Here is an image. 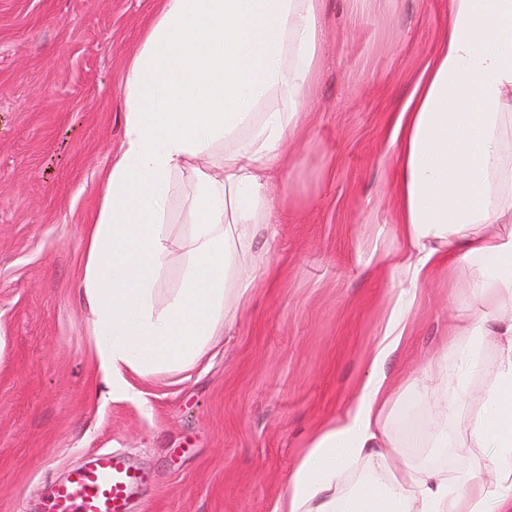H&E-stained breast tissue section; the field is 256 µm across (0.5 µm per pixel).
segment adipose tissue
<instances>
[{"mask_svg":"<svg viewBox=\"0 0 512 512\" xmlns=\"http://www.w3.org/2000/svg\"><path fill=\"white\" fill-rule=\"evenodd\" d=\"M321 0H158L122 85L123 141L103 177L97 215L84 237L83 292L103 382L128 392L125 372L182 371L199 363L228 318L235 285L248 298L251 277H232L239 251L258 230L276 235L270 173L288 158V138L317 68L325 31ZM448 27L412 96L398 112L392 141L395 233L404 248L395 268L412 284L466 261L479 273L467 288L494 316L457 328L428 364L424 389L442 415L462 413L438 373L456 357L460 373L496 351L482 407L469 425L474 447L492 451L491 481L419 476L392 462L385 420L401 388L385 365L406 336L414 296H398L351 405L324 421L279 498L275 512H512V140L503 105L512 96V0H448ZM273 92L285 112L260 106ZM229 144L222 177L195 169L191 260L165 305L157 283L169 253L164 224L172 177L218 143ZM363 464L347 491L345 472Z\"/></svg>","mask_w":512,"mask_h":512,"instance_id":"1","label":"adipose tissue"}]
</instances>
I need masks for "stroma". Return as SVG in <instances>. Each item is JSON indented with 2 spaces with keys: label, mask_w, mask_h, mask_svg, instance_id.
<instances>
[{
  "label": "stroma",
  "mask_w": 512,
  "mask_h": 512,
  "mask_svg": "<svg viewBox=\"0 0 512 512\" xmlns=\"http://www.w3.org/2000/svg\"><path fill=\"white\" fill-rule=\"evenodd\" d=\"M154 7L0 0V512H42L46 488L96 450L146 473L128 512H274L314 430L358 395L409 287L378 262L401 247L390 134L441 43L448 0H324L303 132L273 176L288 221L239 259L257 278L250 302L227 293L232 320L194 368L129 372L135 396L103 394L82 237L123 139L122 72ZM193 191L191 169L174 175L161 304L182 283ZM475 273L463 264L417 286L411 332L387 363L409 378L388 422L399 466L486 475L488 450L419 384L457 317H487L465 288ZM443 431L447 447H431Z\"/></svg>",
  "instance_id": "stroma-1"
}]
</instances>
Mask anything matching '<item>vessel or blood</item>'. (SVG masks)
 <instances>
[{
  "instance_id": "vessel-or-blood-1",
  "label": "vessel or blood",
  "mask_w": 512,
  "mask_h": 512,
  "mask_svg": "<svg viewBox=\"0 0 512 512\" xmlns=\"http://www.w3.org/2000/svg\"><path fill=\"white\" fill-rule=\"evenodd\" d=\"M143 480L122 455L95 452L87 466L50 488L48 512H126L128 498Z\"/></svg>"
}]
</instances>
